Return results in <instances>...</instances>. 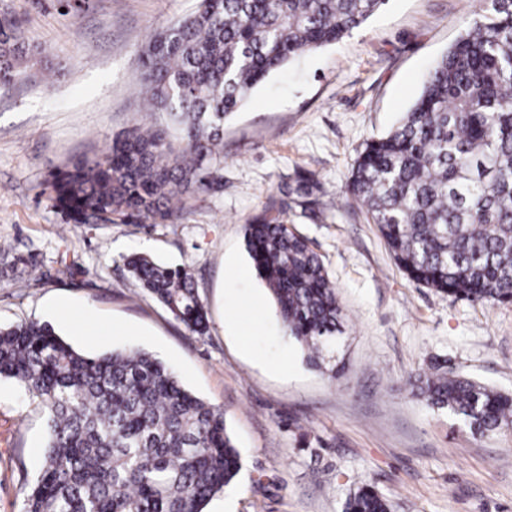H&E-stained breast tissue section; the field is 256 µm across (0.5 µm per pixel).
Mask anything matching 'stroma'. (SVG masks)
I'll use <instances>...</instances> for the list:
<instances>
[{
  "instance_id": "35a3bbf8",
  "label": "stroma",
  "mask_w": 512,
  "mask_h": 512,
  "mask_svg": "<svg viewBox=\"0 0 512 512\" xmlns=\"http://www.w3.org/2000/svg\"><path fill=\"white\" fill-rule=\"evenodd\" d=\"M197 5L88 0L64 13L54 0H0V21L27 48L17 79L0 85V248L29 261L25 279L0 282V326L46 322L89 355L145 350L222 408L242 471L205 512H343L365 484L392 512H512V427L472 434L409 385L441 361L512 394V303L472 304L411 280L345 192L365 142L415 103L479 0H388L272 73L224 124L221 185L177 223L67 221L50 179L135 126L164 125L142 103V53ZM299 174L314 180L319 210L296 207L283 222L321 259L345 314L336 379L286 334L245 243L246 224ZM132 253L192 274L205 334L134 293ZM45 430L22 388L0 378V512H22Z\"/></svg>"
}]
</instances>
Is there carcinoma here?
Returning <instances> with one entry per match:
<instances>
[{
	"label": "carcinoma",
	"instance_id": "cac0c4a2",
	"mask_svg": "<svg viewBox=\"0 0 512 512\" xmlns=\"http://www.w3.org/2000/svg\"><path fill=\"white\" fill-rule=\"evenodd\" d=\"M388 0H199L143 53L148 110L165 128L135 129L102 155L73 162L51 187L78 224H173L183 195L204 194L224 164V121L251 89L296 57L332 44ZM23 49L0 24V82L19 76ZM315 184L280 188L245 227L247 251L282 324L315 365L330 359L343 314L336 289L285 208H307ZM412 280L473 303L512 302V0H480L398 126L367 142L346 185ZM125 265L140 288L192 332L208 329L190 273L144 255ZM28 262L0 250V275ZM0 378L46 414L39 476L23 512H205L235 482L241 457L224 412L193 395L139 349L87 355L45 322L0 328ZM412 394L459 416L471 433L512 427V395L443 365ZM344 512H391L364 485Z\"/></svg>",
	"mask_w": 512,
	"mask_h": 512
}]
</instances>
